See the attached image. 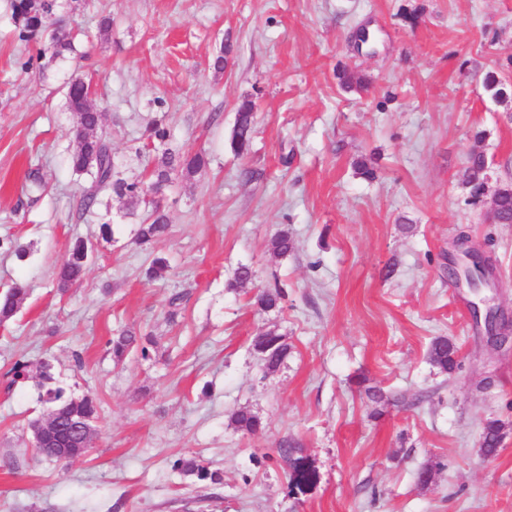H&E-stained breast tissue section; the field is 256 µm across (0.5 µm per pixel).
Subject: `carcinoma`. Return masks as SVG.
I'll list each match as a JSON object with an SVG mask.
<instances>
[{
	"label": "carcinoma",
	"instance_id": "cac0c4a2",
	"mask_svg": "<svg viewBox=\"0 0 512 512\" xmlns=\"http://www.w3.org/2000/svg\"><path fill=\"white\" fill-rule=\"evenodd\" d=\"M12 19L19 29V37L48 38L53 55L58 57L75 49L78 33L68 29L56 18L59 11L58 0H12ZM484 87L492 98L501 101L509 97V88L496 78L494 73H487ZM92 81L75 78L67 85L66 101L70 112L76 119L75 137L77 145L70 154L69 164L72 171L79 175L91 177V184L81 197V207L89 209L97 204L99 194L110 191L120 198L144 204L146 215L139 224L137 241L141 245H151L168 230L166 215L160 211L155 196L164 193L178 181L192 176L208 164L203 152L193 155H181L166 149L155 160L152 168L141 176L132 179L123 178L115 170L112 151L109 147V134L100 128L102 113L92 104ZM254 134V112L250 106L242 107L236 115V121L230 139L232 152L243 157L248 154ZM170 138L166 124L155 119L147 128L150 144L164 143ZM489 161L484 152L472 150L468 157V166L464 180L468 201L477 204L482 201L485 192V176ZM496 213L502 224H512V185H504L496 190ZM271 249L278 257H286L294 251V239L291 232L280 229L271 240ZM88 260V246L77 241L70 249L68 258L58 271L59 291L79 283L84 275ZM253 278V272L246 265L239 266L228 281L227 287L235 290ZM28 296V289L20 283L13 284L0 294V323L13 319ZM286 297L285 289L276 284L262 289L254 296V305L261 311L281 308ZM106 345L112 353V360L120 363L131 353L138 352L142 357L149 355V347L156 345V337L146 334L137 335L132 329H124L108 339ZM252 347L263 363L264 372H276L290 352V345L283 335L275 329L253 339ZM428 357L430 363L440 372L452 375L459 366L458 347L439 337L431 343ZM41 387L44 389L42 401L59 411L58 419L68 429H75L80 424H89L96 418L97 406L90 396L74 397L66 389L57 385L50 372V365L42 366L40 372ZM230 421L234 427L246 434H255L262 422L250 409L242 407L232 413ZM504 425L498 419L488 420L480 438V453L498 455L503 440ZM279 453L288 466L286 473L288 495L297 497L302 487L316 480L315 472L307 461L303 449L290 441L281 444ZM173 469L180 474L193 477L199 481L218 483L221 476L209 469L205 461L196 455L176 459Z\"/></svg>",
	"mask_w": 512,
	"mask_h": 512
}]
</instances>
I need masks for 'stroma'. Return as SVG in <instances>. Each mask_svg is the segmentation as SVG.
Here are the masks:
<instances>
[{
    "label": "stroma",
    "mask_w": 512,
    "mask_h": 512,
    "mask_svg": "<svg viewBox=\"0 0 512 512\" xmlns=\"http://www.w3.org/2000/svg\"><path fill=\"white\" fill-rule=\"evenodd\" d=\"M61 13L81 31L74 52L25 72L42 43L20 39L11 0H0V292L30 288L0 324V460L16 462L0 469V512H197L204 494L207 512H512V343L487 344L471 318L476 295L448 279L463 229L498 268V288L481 295L512 311V224L490 223L488 204L471 205L463 187L476 147L490 190L512 184V98L483 85L492 70L512 86V0H65ZM362 29L371 44L359 45ZM344 69L363 91L342 88ZM76 76L97 84L123 176L141 170L135 150L155 119L169 148L208 154L161 197L169 228L152 248L135 242L142 206L103 195L80 207L88 180L69 166L65 97ZM246 104L256 134L239 158L229 142ZM361 158L374 181L356 175ZM34 171L47 190L33 203L22 188ZM284 226L295 250L278 258L270 241ZM79 238L87 270L59 292ZM157 256L169 270L151 281ZM241 265L252 282L227 289ZM277 283L283 307L256 311L252 295ZM175 293L185 301L171 322ZM126 327L158 344L117 364L106 342ZM273 328L291 352L268 375L252 341ZM440 336L459 348L450 376L428 360ZM19 360L49 363L68 393L95 398L87 455L56 463L32 447L45 409L35 380H14ZM361 377L392 398L379 417ZM242 407L262 432L234 428ZM490 419L505 428L486 461ZM287 440L320 474L297 500L279 454ZM191 454L221 482L173 470ZM437 461L444 469L419 484ZM503 429L504 425L500 420L490 419L485 423L480 438L481 455L497 456L503 440ZM489 456H483V458L485 460L493 458Z\"/></svg>",
    "instance_id": "35a3bbf8"
}]
</instances>
